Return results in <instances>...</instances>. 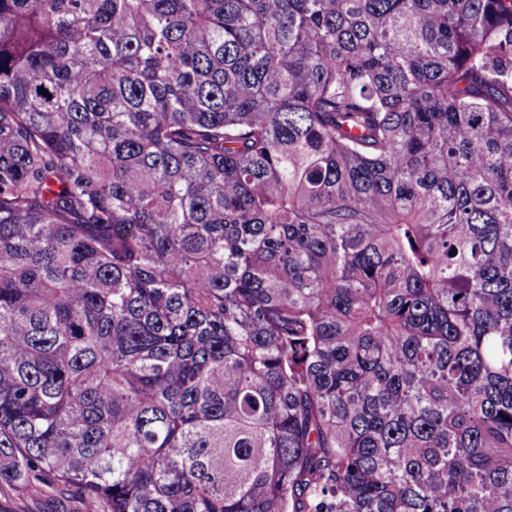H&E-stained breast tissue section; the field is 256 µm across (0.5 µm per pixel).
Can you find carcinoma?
I'll use <instances>...</instances> for the list:
<instances>
[{
    "mask_svg": "<svg viewBox=\"0 0 512 512\" xmlns=\"http://www.w3.org/2000/svg\"><path fill=\"white\" fill-rule=\"evenodd\" d=\"M0 483L512 512V0H0Z\"/></svg>",
    "mask_w": 512,
    "mask_h": 512,
    "instance_id": "obj_1",
    "label": "carcinoma"
}]
</instances>
